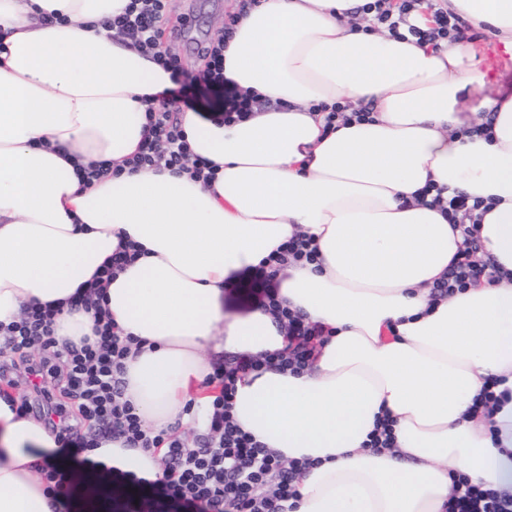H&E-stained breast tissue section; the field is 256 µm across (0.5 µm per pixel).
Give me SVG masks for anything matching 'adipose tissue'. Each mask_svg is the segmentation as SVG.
<instances>
[{"label":"adipose tissue","instance_id":"ef3b65f1","mask_svg":"<svg viewBox=\"0 0 512 512\" xmlns=\"http://www.w3.org/2000/svg\"><path fill=\"white\" fill-rule=\"evenodd\" d=\"M127 2L0 0V324L49 304L64 310L58 341L80 342L93 318L68 299L119 246L140 249L102 306L131 340L126 399L165 428L209 403L212 356L284 347L261 308L225 314L224 291L304 234L318 258L284 268L280 294L331 334L303 373L245 376L234 408L267 448L309 461L291 512H441L457 476L512 492V90L467 109L465 89L486 83L476 46L372 29L365 0H263L224 49L225 85L258 101L251 118L179 115L216 180L157 168L87 185L78 165L136 153L146 97L171 84L106 27ZM444 5L512 48V0ZM339 102L369 106L371 121L325 130L320 107ZM487 118L489 136L464 135ZM429 185L485 201L496 282L433 294L463 238L420 201ZM489 384L484 414L473 403ZM384 415L395 445L376 450ZM57 452L0 398V512H52L38 469ZM91 456L163 476L157 452L109 441Z\"/></svg>","mask_w":512,"mask_h":512}]
</instances>
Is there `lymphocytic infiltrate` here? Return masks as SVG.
<instances>
[{
  "label": "lymphocytic infiltrate",
  "instance_id": "lymphocytic-infiltrate-1",
  "mask_svg": "<svg viewBox=\"0 0 512 512\" xmlns=\"http://www.w3.org/2000/svg\"><path fill=\"white\" fill-rule=\"evenodd\" d=\"M262 0H237V12L224 23L219 39L200 49L206 60L204 69L191 75V82L207 87L224 84V42L231 38L238 16L259 6ZM429 7L433 25L423 29L409 24L410 15ZM172 0H129L123 13L108 20L117 33L133 39L142 52L178 78L180 69L174 56L163 49L161 25L171 12ZM362 10L374 27L390 33L407 29L421 44L439 49L462 41L467 28L459 16L449 13L437 0H367ZM176 99L165 100L163 107H150L146 119L152 132L140 151L129 162L131 169L165 165L177 172L208 182L217 175L215 165L193 155L185 133L174 116ZM423 196L430 206L447 217L459 229L463 242L447 274L434 285L442 296L466 288L476 280L496 281L493 262L480 259L481 245L477 226L482 221L480 200L463 193L444 196L442 188L425 187ZM317 247L311 238L296 235L271 253L253 273L261 292L260 305L279 321L288 344L284 351L264 356L241 354L215 364L208 375L209 384L218 387L211 410L194 442H186L171 429H156L146 424L134 405L124 400L121 376L129 346L111 319L95 318L92 334L80 345L58 348L55 324L59 309L49 306L28 307L20 321L0 327V379H6L10 357L32 350L41 358L28 368L37 387L47 398L64 394L77 402L82 420L69 423L62 409H55L45 423L60 447L66 448L69 467L42 464L41 473L53 494L54 512L72 505V473L96 481L99 462L88 457L89 449L101 442L120 440L127 447L146 451L163 450L164 477L152 482L154 494L178 502L183 512H288V503L296 495L295 480L303 470L302 462H284L273 450L244 432L233 420L232 409L237 383L250 372L278 365L300 372L316 357L326 341L327 331L293 312L279 295L277 275L290 264L315 262ZM445 512H512V495L477 486H466L448 502Z\"/></svg>",
  "mask_w": 512,
  "mask_h": 512
}]
</instances>
